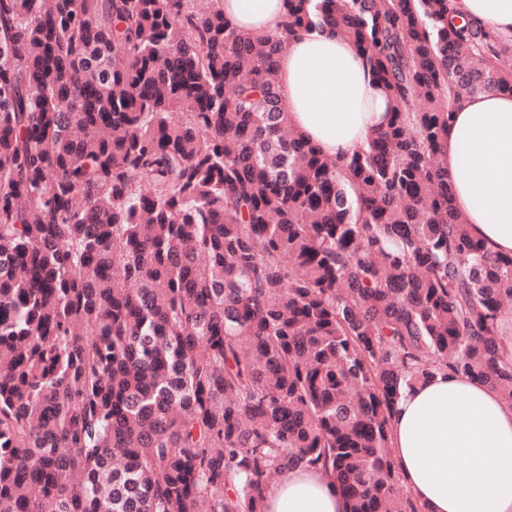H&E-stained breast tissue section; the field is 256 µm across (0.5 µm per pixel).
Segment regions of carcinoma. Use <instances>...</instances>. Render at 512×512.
Instances as JSON below:
<instances>
[{"label": "carcinoma", "instance_id": "1", "mask_svg": "<svg viewBox=\"0 0 512 512\" xmlns=\"http://www.w3.org/2000/svg\"><path fill=\"white\" fill-rule=\"evenodd\" d=\"M310 29L393 102L347 159L287 124L277 57ZM511 56L453 0H286L264 37L192 0H0V512H264L297 464L347 512H421L401 390L512 403V255L438 162Z\"/></svg>", "mask_w": 512, "mask_h": 512}]
</instances>
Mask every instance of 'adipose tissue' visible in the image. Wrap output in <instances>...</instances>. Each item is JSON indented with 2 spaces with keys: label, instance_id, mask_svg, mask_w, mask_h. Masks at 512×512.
<instances>
[{
  "label": "adipose tissue",
  "instance_id": "adipose-tissue-1",
  "mask_svg": "<svg viewBox=\"0 0 512 512\" xmlns=\"http://www.w3.org/2000/svg\"><path fill=\"white\" fill-rule=\"evenodd\" d=\"M224 19L253 36L277 31L284 0H218ZM490 32L512 36V0H454ZM290 128L330 157L366 149L390 121L389 100L343 39L312 29L278 59ZM456 208L495 254H512V95L457 106L444 137ZM399 473L423 512H512V405L479 381L438 372L403 390L390 420ZM462 467L449 465V458ZM265 512H345L335 480L297 465L282 472Z\"/></svg>",
  "mask_w": 512,
  "mask_h": 512
}]
</instances>
